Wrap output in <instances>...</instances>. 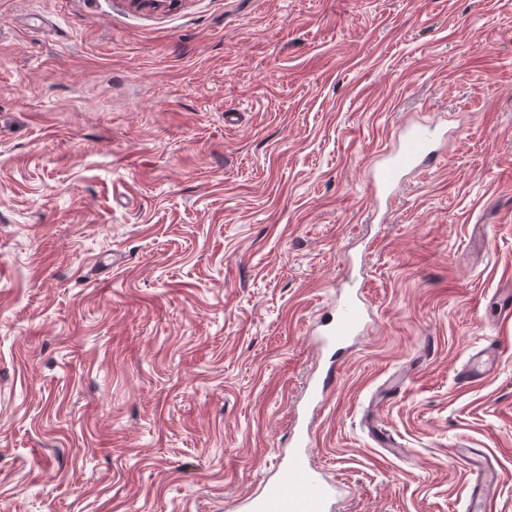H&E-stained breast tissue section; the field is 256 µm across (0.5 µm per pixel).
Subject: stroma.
<instances>
[{"label": "stroma", "instance_id": "35a3bbf8", "mask_svg": "<svg viewBox=\"0 0 512 512\" xmlns=\"http://www.w3.org/2000/svg\"><path fill=\"white\" fill-rule=\"evenodd\" d=\"M405 120L450 135L378 208ZM350 270L368 331L315 351ZM504 288L512 0H0V512H241L335 357L334 512H466L461 448L512 512ZM492 365V356L486 352L473 355L460 371L458 382L461 385L471 384L479 379L489 370Z\"/></svg>", "mask_w": 512, "mask_h": 512}]
</instances>
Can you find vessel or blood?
I'll return each mask as SVG.
<instances>
[{"instance_id": "obj_1", "label": "vessel or blood", "mask_w": 512, "mask_h": 512, "mask_svg": "<svg viewBox=\"0 0 512 512\" xmlns=\"http://www.w3.org/2000/svg\"><path fill=\"white\" fill-rule=\"evenodd\" d=\"M447 137V132L433 123L402 124L394 145L377 153L370 162L375 198H391L410 174L431 167L437 157L438 143L446 141ZM368 317L369 309L361 292H351L337 301L335 317L314 322L310 334L318 346H333L344 351L364 334ZM491 365L490 353L473 355L460 371L459 383L468 385L481 379ZM337 377L338 369L333 365L313 376L303 392L304 406L318 410L335 388ZM288 445V457L280 459L256 492L243 497L242 512H331L332 490L309 462L313 445L310 427H298ZM464 462L471 476L473 512H497L500 476L490 459L481 449L470 448L464 454Z\"/></svg>"}]
</instances>
